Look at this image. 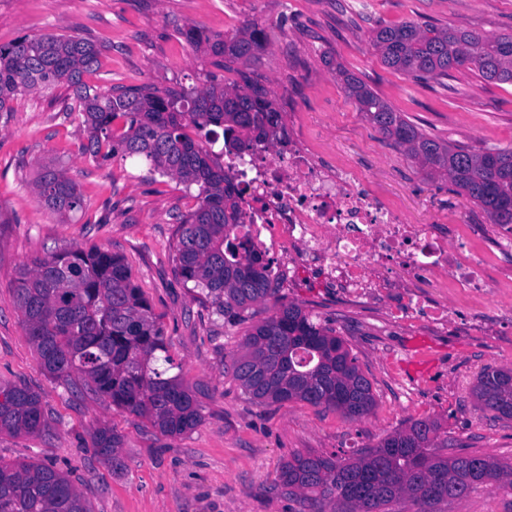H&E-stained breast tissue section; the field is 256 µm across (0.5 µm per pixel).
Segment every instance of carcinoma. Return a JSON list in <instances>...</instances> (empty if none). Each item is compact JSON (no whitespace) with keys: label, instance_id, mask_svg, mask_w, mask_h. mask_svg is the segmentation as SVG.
<instances>
[{"label":"carcinoma","instance_id":"cac0c4a2","mask_svg":"<svg viewBox=\"0 0 512 512\" xmlns=\"http://www.w3.org/2000/svg\"><path fill=\"white\" fill-rule=\"evenodd\" d=\"M189 45L223 67L244 63L265 46V33L249 24L229 37H211L195 24L178 28ZM382 62L407 75L446 76L469 68L485 81L512 84V35L482 36L430 24L403 22L376 30ZM99 50L71 35L23 36L0 46V112L19 94L59 84L72 88L68 115L87 132L82 150L103 160L143 158L149 173L196 187L197 208L180 218L175 271L189 291L213 300L216 314L239 317L275 293L271 261L235 230L243 224L239 190L213 165L212 146L242 147L240 131L271 140L281 115L264 86L240 73L242 83H211L190 91L148 86H91L84 73ZM344 89L371 123L430 173L445 175L455 192L481 206L494 224H512V146L473 152L427 135L362 80L339 69ZM39 201L56 213L83 207L75 185L48 170L34 186ZM17 307L43 371L70 388L147 418L160 432L180 435L201 414L189 386L173 368L164 331L131 270L102 249L70 247L25 265L15 288ZM244 391L260 403L297 400L325 406L350 420L375 406L372 385L345 341L303 310L282 304L248 333L232 362ZM477 408L512 420V368L487 367L472 386ZM41 395L25 384L0 383V432L34 435L46 430ZM440 424L430 417L356 448L346 457L296 455L281 467L279 486L296 497L306 492L336 499L341 512H391L408 500L417 512L492 485L512 493V463L478 455L436 453ZM92 447L117 461L121 439L97 428ZM0 512H89L66 474L44 463L0 462Z\"/></svg>","mask_w":512,"mask_h":512}]
</instances>
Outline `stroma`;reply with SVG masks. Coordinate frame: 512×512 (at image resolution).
<instances>
[{
	"mask_svg": "<svg viewBox=\"0 0 512 512\" xmlns=\"http://www.w3.org/2000/svg\"><path fill=\"white\" fill-rule=\"evenodd\" d=\"M405 21L488 36L512 34V0H0V45L60 33L99 50L87 83L188 90L236 75L214 65L177 30L208 34L250 22L264 49L244 71L263 85L283 120L363 183L387 197L413 224L465 243L490 282L476 296L418 279L381 283L376 299L325 284L319 273H280L277 294L228 321L189 292L176 274L179 219L197 201L179 180L154 177L139 158L92 160L87 134L66 115L71 89L18 95L0 112V382H21L42 396L48 430L0 433V460L54 465L81 493L89 512H298L278 483L298 454L331 455L376 444L411 420L430 417L447 438L445 455L476 454L512 462V421L479 410L471 388L487 366L512 368V235L443 176H431L357 111L337 73L346 68L426 133L482 152L512 145V85L470 71L446 77L406 75L383 64L377 28ZM60 170L84 199L82 210L49 211L33 188ZM101 248L123 258L164 329L174 371L191 387L202 421L180 435L160 433L142 417L99 398L66 391L39 367L17 308L23 265L68 246ZM419 296L421 310L408 309ZM299 305L341 336L369 379L376 406L350 420L302 401L260 404L231 370L234 354L276 303ZM445 305L448 324L425 309ZM109 427L121 437L119 465L105 463L90 435ZM435 512H512V494L482 487L436 505Z\"/></svg>",
	"mask_w": 512,
	"mask_h": 512,
	"instance_id": "stroma-1",
	"label": "stroma"
}]
</instances>
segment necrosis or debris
<instances>
[{
    "label": "necrosis or debris",
    "instance_id": "obj_1",
    "mask_svg": "<svg viewBox=\"0 0 512 512\" xmlns=\"http://www.w3.org/2000/svg\"><path fill=\"white\" fill-rule=\"evenodd\" d=\"M224 173L241 190L242 231L250 242L269 254L297 249L295 268L316 269L336 287L369 294L375 269L417 278L445 270L475 295L488 286L479 255L406 223L386 199L356 188L350 169L328 174L287 130L279 132L278 149L254 141L225 152Z\"/></svg>",
    "mask_w": 512,
    "mask_h": 512
}]
</instances>
